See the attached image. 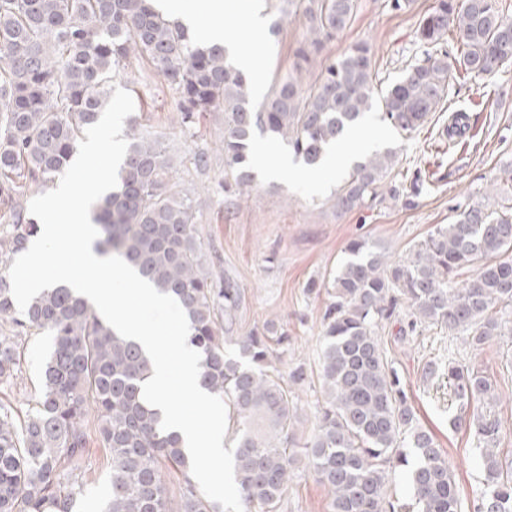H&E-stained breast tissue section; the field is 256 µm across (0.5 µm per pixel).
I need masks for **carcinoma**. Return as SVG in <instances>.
<instances>
[{
  "mask_svg": "<svg viewBox=\"0 0 512 512\" xmlns=\"http://www.w3.org/2000/svg\"><path fill=\"white\" fill-rule=\"evenodd\" d=\"M288 4L302 10L306 35L293 68L256 106L251 80L224 47L199 44L181 23L155 12L150 0H0V269L38 233L24 205L29 190L62 176L82 131L98 121L112 78L131 56L148 59L179 95L183 130L194 129L205 112L224 113L223 186L230 196L254 182L257 130L316 167L373 109L398 134H410L448 95L458 72L489 76L512 61V21L496 0H437L417 26L419 41L431 51L386 91L378 90L373 51L364 41L325 58L308 84L311 61L350 26L358 3ZM450 29L461 46L452 63L442 52ZM470 129V115L459 112L447 135L460 138ZM128 138L118 185L95 211L98 245L184 309L188 343L201 354L199 384L225 400L235 426V480L244 512H279L301 461L327 487L329 512H512V460L497 456L501 422L482 406L493 396L492 381L448 352L449 387L458 406L471 411L451 423H468L485 444L482 488L468 505L443 450L418 424L381 340L395 320L403 323L404 337L440 326L450 335L466 334L476 348L512 331V319L504 317L512 306V259L505 257L512 251V198H500L493 209H464L405 260L391 259L363 237L348 242L322 318L324 403L299 451L294 395L273 366L288 331L269 320L233 335L241 290L205 270L194 201L174 190L158 140L135 126ZM396 162L393 148L353 162L336 187V214L370 208L387 195L414 205L424 189L420 174L384 188ZM471 267L473 277L458 284L459 272ZM2 324L13 335L0 334V382L21 371L24 351L16 337L46 334L52 347L25 417L18 421L0 405V512H74L91 411L96 444L110 464L104 512H222L193 478L179 437L161 429L159 413L142 398L153 368L137 341L119 336L67 287L42 291L21 312L0 276ZM171 469L183 477L176 503L165 480ZM401 472L407 501L392 491Z\"/></svg>",
  "mask_w": 512,
  "mask_h": 512,
  "instance_id": "1",
  "label": "carcinoma"
}]
</instances>
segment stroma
I'll list each match as a JSON object with an SVG mask.
<instances>
[{
  "label": "stroma",
  "instance_id": "stroma-1",
  "mask_svg": "<svg viewBox=\"0 0 512 512\" xmlns=\"http://www.w3.org/2000/svg\"><path fill=\"white\" fill-rule=\"evenodd\" d=\"M360 10L350 27L328 44L334 57L350 45L365 41L374 52L375 69L382 83L397 78L409 65L421 61L425 48L416 37L418 21L436 0H410L396 11L391 0H359ZM264 21L282 17L277 37L263 41L255 64L263 77L254 101H261L274 78L291 69L294 50L305 33L301 14L289 11L287 0H261ZM116 85L134 98L132 115L139 131L158 138L175 170L178 191L194 201L206 265L216 277L233 280L243 303L236 335L274 319L288 329L290 343L277 366L288 373L303 366L308 378L294 386L298 439L309 438L316 423V409L323 398L318 375L322 317L326 292L307 293L310 280L330 284L349 240L365 237L391 259L402 260L437 227L453 223L460 211L472 205H494L512 193L503 181L512 170V64L495 76L467 75L455 80L447 98L417 131L395 137L376 117L365 129L375 133V147L397 152L400 177L421 174L425 189L414 207L385 199L372 208L344 217L333 209L336 185L309 184L282 176L277 180L256 177L243 194L228 199L220 189L224 180L222 141L224 115L203 114L196 137L185 136L179 125L178 96L154 68L143 60L127 59ZM471 117L465 138L448 140L446 129L453 113ZM206 151L210 165L199 171L197 152ZM382 341L401 378L419 424L429 431L448 455L461 496L472 500L484 479L483 460L473 431L448 422L446 374L425 375L427 364H447L449 355L483 372L495 385V398L484 408L499 418L505 433L497 445L500 458H512V335L497 336L482 348L469 345L465 334L449 335L432 327L422 334L399 340L397 325H388ZM25 362L11 383L0 385V403L13 412L27 410L37 386V372L49 340L26 336L21 340ZM109 464L104 449L90 446L82 472L83 495L78 512H102L108 488ZM329 494L306 466H298L281 501L279 512H328Z\"/></svg>",
  "mask_w": 512,
  "mask_h": 512
}]
</instances>
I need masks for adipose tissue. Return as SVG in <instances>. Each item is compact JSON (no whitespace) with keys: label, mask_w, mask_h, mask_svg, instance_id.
Returning a JSON list of instances; mask_svg holds the SVG:
<instances>
[{"label":"adipose tissue","mask_w":512,"mask_h":512,"mask_svg":"<svg viewBox=\"0 0 512 512\" xmlns=\"http://www.w3.org/2000/svg\"><path fill=\"white\" fill-rule=\"evenodd\" d=\"M152 6L164 16L181 22L201 43L228 47L237 67L247 75H254L255 50L263 30L260 22H253L246 34L226 27L224 0H152ZM370 140V134L355 135L351 149L331 153L318 168L295 165L287 156L281 154L271 160L266 155H259L256 163L273 175L285 172L304 182L323 183L334 179L353 158L355 150L362 148Z\"/></svg>","instance_id":"ef3b65f1"}]
</instances>
